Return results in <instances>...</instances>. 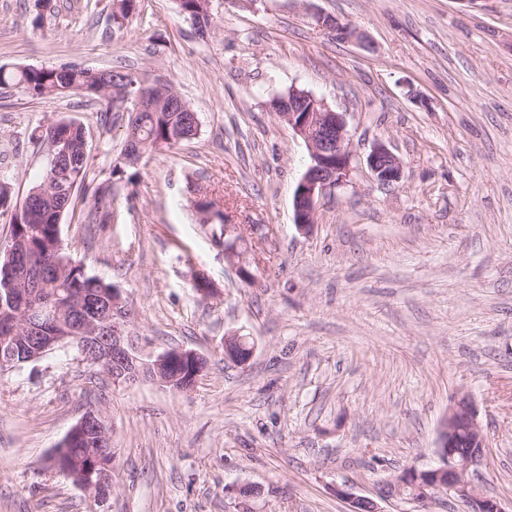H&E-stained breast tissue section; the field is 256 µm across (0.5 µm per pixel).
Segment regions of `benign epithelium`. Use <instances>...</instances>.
I'll return each mask as SVG.
<instances>
[{
	"mask_svg": "<svg viewBox=\"0 0 512 512\" xmlns=\"http://www.w3.org/2000/svg\"><path fill=\"white\" fill-rule=\"evenodd\" d=\"M314 19L324 29H340L345 37L353 36L349 26L340 25L337 19L331 16L316 14ZM279 118L288 123V126L304 140L309 152L310 164L296 187L293 199L295 224L301 229H306L313 223L319 195L349 181L352 168L346 122L343 113L333 111L323 100L297 88L288 89V111L280 113ZM367 165L375 179L382 184H393L402 177L399 157L382 143L373 147L367 157ZM224 233L234 234L233 238L224 240V253L235 258L237 241L243 238L244 230L238 224H226ZM5 254L7 268L11 272V278L5 286L7 302L13 307L27 306L22 329L28 332V335L19 337V345L22 346L21 362L29 363L53 349L59 341L56 337L37 344L36 337L29 335V332L39 331L41 327L47 325H58L60 314L67 306L68 300L57 295L45 304L28 305V294L24 289L28 259L13 245L8 246ZM110 305L112 323L109 334L103 340V357L110 362V374L114 383L149 381L170 386L179 378L180 366L187 363L194 365L201 358L196 351L183 348L171 349L153 358L143 357L135 342L126 334L130 310L117 288L112 289ZM97 330L93 319L87 317L83 320L80 330L69 328L63 333V338L81 344L84 336ZM464 399L467 404L464 416L458 415L456 405L448 407V417L443 420L440 428L437 466L430 467L428 472H435L439 476L448 474V496H456L468 503H474L485 512H507L498 501L482 497L469 481V474L483 463L486 442L473 400L467 395ZM462 433L480 442V447L465 450L456 448V440ZM84 444L97 448L112 447L103 414L94 406L86 408L60 446L73 448ZM93 469L99 471L98 482H82L79 487L90 498L102 503L112 490L114 475L110 466L100 461L95 462ZM390 483L393 485L395 497L406 498L416 503H426L434 498L431 493L432 486L428 484L422 485L416 494L408 497L404 494L407 482L403 480V476L395 477ZM336 495L346 499L353 510L357 505L363 504L370 512H380L374 499L358 496L347 487L336 488Z\"/></svg>",
	"mask_w": 512,
	"mask_h": 512,
	"instance_id": "obj_1",
	"label": "benign epithelium"
}]
</instances>
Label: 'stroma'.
Returning <instances> with one entry per match:
<instances>
[{
	"label": "stroma",
	"mask_w": 512,
	"mask_h": 512,
	"mask_svg": "<svg viewBox=\"0 0 512 512\" xmlns=\"http://www.w3.org/2000/svg\"><path fill=\"white\" fill-rule=\"evenodd\" d=\"M319 12L351 26L342 39ZM199 37L175 0H142L121 30L109 0H0V66L121 69L171 83L195 139L114 173L121 121L81 94L0 93V178L21 197L49 165L31 131L89 133L87 192L62 220L65 251L120 288L142 354L209 359L187 392L114 384L70 347L0 377V512H349L345 485L375 497L433 465L452 398L466 394L487 444L472 481L512 507V0H211ZM298 88L344 113L352 173L299 230L303 140L269 107ZM402 161L379 184L375 143ZM243 224L237 268L188 190ZM104 189L107 214L94 209ZM203 272L218 292L190 288ZM250 336L237 364L224 338ZM98 402L117 476L94 504L48 457Z\"/></svg>",
	"instance_id": "35a3bbf8"
}]
</instances>
